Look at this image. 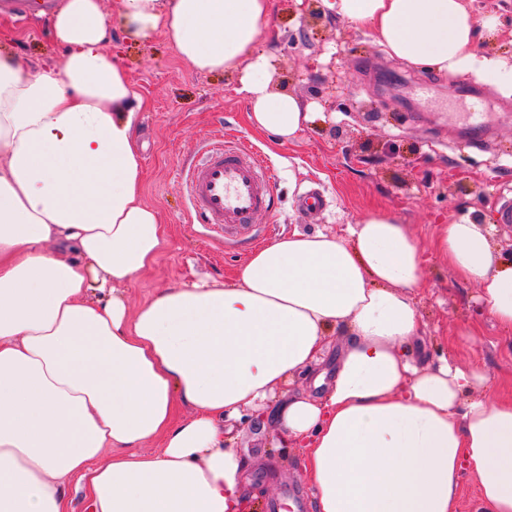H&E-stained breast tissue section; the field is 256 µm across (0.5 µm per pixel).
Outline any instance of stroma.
<instances>
[{
  "label": "stroma",
  "instance_id": "35a3bbf8",
  "mask_svg": "<svg viewBox=\"0 0 512 512\" xmlns=\"http://www.w3.org/2000/svg\"><path fill=\"white\" fill-rule=\"evenodd\" d=\"M475 20L493 15L496 34L478 30L475 47L512 55V0H466ZM110 20L109 51L126 67L141 101L137 135L142 157V199L156 208L167 242L156 262L124 290L138 307L157 289L205 281L231 283L258 247L293 232H341L375 211L407 224L423 247V276L413 292L420 320L417 340L429 361L454 357L484 373L494 400L512 399V333L501 329L477 301L474 285L448 267L434 245L442 225L470 218L494 227L492 241L512 262V224L498 221L512 198V98L490 81L422 69L387 54L370 28L348 25L325 0H272L269 35L259 48L274 58L272 89L310 105L314 118L294 141L279 144L248 122V103L233 71L202 72L181 58L164 32L139 40L125 30L116 0H102ZM0 53L31 63H61L64 50L38 16L0 15ZM428 83L426 98L413 89ZM480 90L491 131L471 143L474 111L460 87ZM241 143L264 155L278 178L271 214L260 216L249 238L228 239L193 222L181 170L204 141ZM322 192L326 205L304 210L301 192ZM476 334L466 342L463 333ZM232 447L245 460L267 512L283 488L308 494L303 448L283 440L267 414L234 421Z\"/></svg>",
  "mask_w": 512,
  "mask_h": 512
}]
</instances>
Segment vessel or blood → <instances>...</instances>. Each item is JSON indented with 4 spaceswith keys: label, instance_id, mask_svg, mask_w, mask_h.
<instances>
[{
    "label": "vessel or blood",
    "instance_id": "vessel-or-blood-1",
    "mask_svg": "<svg viewBox=\"0 0 512 512\" xmlns=\"http://www.w3.org/2000/svg\"><path fill=\"white\" fill-rule=\"evenodd\" d=\"M204 148L203 159L185 172L192 215L225 235H241L256 215L271 211L276 174L251 148L212 142Z\"/></svg>",
    "mask_w": 512,
    "mask_h": 512
}]
</instances>
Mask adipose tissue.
Segmentation results:
<instances>
[{
    "mask_svg": "<svg viewBox=\"0 0 512 512\" xmlns=\"http://www.w3.org/2000/svg\"><path fill=\"white\" fill-rule=\"evenodd\" d=\"M386 52L512 95V62L475 49L465 0H333ZM131 34L163 31L197 70H235L260 132L294 140L312 115L271 89L255 54L270 0H118ZM55 68L0 54V512H67L90 474L92 512H250L246 463L224 424L272 411L305 444L317 512H452L463 479L477 512H512V402L486 376L426 365L413 290L422 246L395 215L343 234L295 232L254 250L231 285L160 288L129 309L125 287L165 243L141 198L134 93L106 50L100 0H61ZM492 227L442 225L435 245L512 329V265ZM344 342L323 395L276 390ZM191 407L176 419L177 405Z\"/></svg>",
    "mask_w": 512,
    "mask_h": 512,
    "instance_id": "obj_1",
    "label": "adipose tissue"
}]
</instances>
